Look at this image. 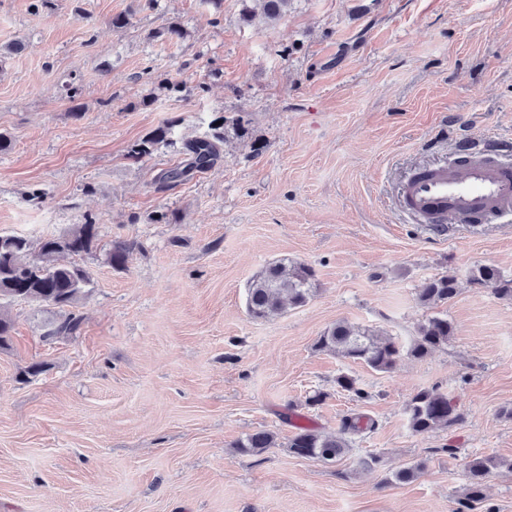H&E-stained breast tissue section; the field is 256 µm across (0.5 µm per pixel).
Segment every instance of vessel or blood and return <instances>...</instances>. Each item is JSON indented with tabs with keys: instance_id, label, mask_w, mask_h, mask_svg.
<instances>
[{
	"instance_id": "obj_1",
	"label": "vessel or blood",
	"mask_w": 512,
	"mask_h": 512,
	"mask_svg": "<svg viewBox=\"0 0 512 512\" xmlns=\"http://www.w3.org/2000/svg\"><path fill=\"white\" fill-rule=\"evenodd\" d=\"M405 209L433 231L448 224L512 221V145L465 141L448 161L412 174Z\"/></svg>"
}]
</instances>
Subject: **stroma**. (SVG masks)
<instances>
[{"label": "stroma", "instance_id": "obj_1", "mask_svg": "<svg viewBox=\"0 0 512 512\" xmlns=\"http://www.w3.org/2000/svg\"><path fill=\"white\" fill-rule=\"evenodd\" d=\"M32 3L0 0V45L26 44L0 64V133L13 139L0 233L37 240L92 216L98 247L80 259L92 282L77 335L46 337L59 308L9 306L0 512H512V301L469 281L480 265L512 277V223L437 235L398 202L407 175L457 140L512 143V0H290L275 22L257 0ZM120 13L133 24L112 29ZM170 21L183 40L152 37ZM164 78L191 94L165 95ZM218 116L221 160L157 190ZM170 121L150 160L128 158ZM161 212L173 223L153 222ZM115 239L136 244L123 270L105 260ZM284 258L312 267V297L251 319L249 282ZM445 272L457 295L421 305ZM434 315L453 327L447 346L388 372L315 348L340 321L406 346ZM343 373L365 400L337 388ZM433 387L461 418L413 433L405 405ZM289 410L328 433L355 415L375 426L339 461L299 458ZM259 430L279 447L240 454ZM474 455L500 465L471 502ZM411 464L419 477L394 478Z\"/></svg>", "mask_w": 512, "mask_h": 512}]
</instances>
